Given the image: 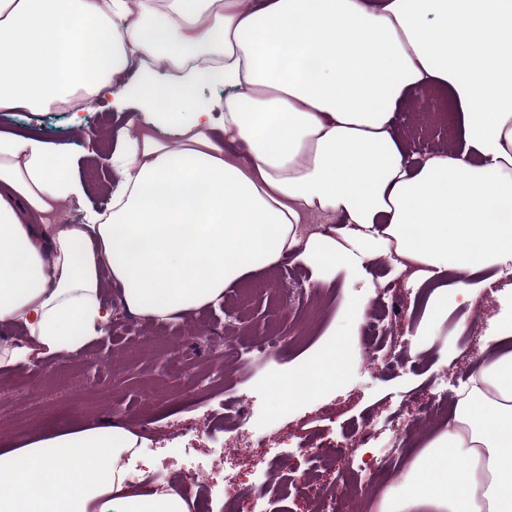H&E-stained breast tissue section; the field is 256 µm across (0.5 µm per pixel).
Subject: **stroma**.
<instances>
[{"label":"stroma","mask_w":512,"mask_h":512,"mask_svg":"<svg viewBox=\"0 0 512 512\" xmlns=\"http://www.w3.org/2000/svg\"><path fill=\"white\" fill-rule=\"evenodd\" d=\"M447 100V93L417 90L400 104L396 122L408 149L420 138L419 119L426 98ZM125 121L111 99L93 102L86 111L1 112L0 133L34 135L66 147L76 156L78 173L87 184L83 203H69L65 220L81 223L86 209L108 202L114 176L110 143L95 138L97 128L116 132ZM289 272L295 299L278 309L275 285ZM398 283L399 308L379 348L361 357L357 333L362 322H350L349 303L370 306L377 287ZM478 289L473 302L449 304L437 321L427 315L428 298L407 274L386 257L367 262L356 280L341 273H322L288 260L278 270L244 277L225 295L227 308L206 307L164 324L119 309L121 291L109 284L102 302L114 318L131 325L108 343L92 341L68 360L47 355L16 368H0V448L23 443L38 433L65 425H95L115 418L142 439L143 456L157 485H179L192 500L206 499L205 512H237L241 486H287L288 494L262 500V512H303L295 489L312 479L337 487L356 470L361 451L344 447L345 438L365 427L392 422L415 438L405 459H413L436 428L428 410L433 391L454 392L462 374L480 358L482 338L492 326L501 300L512 290V274L483 271L472 279ZM319 318L303 346L287 357L253 356L254 344L279 328L293 336L311 310ZM349 332L345 357L358 366L343 374L326 393L278 410L277 424L267 433L279 443V460L259 453L225 459L226 448L256 439L251 424L226 416V406L244 399L258 410L272 409L269 383L311 362L333 334ZM333 445L331 468L317 471V445Z\"/></svg>","instance_id":"35a3bbf8"}]
</instances>
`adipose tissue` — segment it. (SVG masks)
Instances as JSON below:
<instances>
[{
    "label": "adipose tissue",
    "mask_w": 512,
    "mask_h": 512,
    "mask_svg": "<svg viewBox=\"0 0 512 512\" xmlns=\"http://www.w3.org/2000/svg\"><path fill=\"white\" fill-rule=\"evenodd\" d=\"M427 88L452 92L462 147L415 165L394 117ZM106 96L127 112L118 180L83 223L62 220L86 195L75 156L0 133V326L34 340L0 345L1 365L103 335L107 274L164 322L291 257L352 279L379 255L453 275L434 316L475 272L512 268V0H0V111ZM496 327L378 512H512V299ZM141 448L112 420L42 433L0 454V512H189L174 489L129 486Z\"/></svg>",
    "instance_id": "adipose-tissue-1"
}]
</instances>
